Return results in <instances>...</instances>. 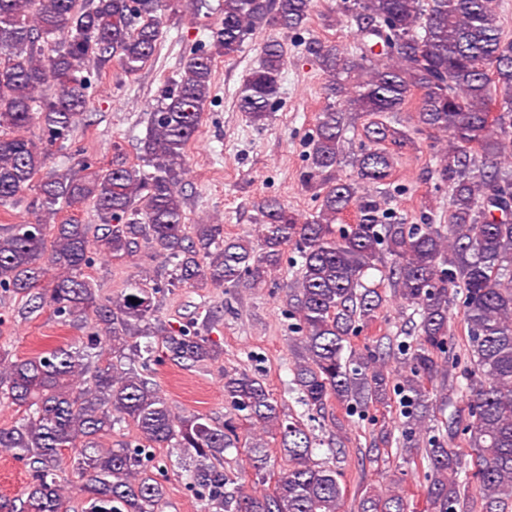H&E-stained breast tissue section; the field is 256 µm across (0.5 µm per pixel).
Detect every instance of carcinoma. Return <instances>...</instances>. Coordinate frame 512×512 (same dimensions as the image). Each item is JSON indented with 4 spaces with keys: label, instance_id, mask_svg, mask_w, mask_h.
Instances as JSON below:
<instances>
[{
    "label": "carcinoma",
    "instance_id": "1",
    "mask_svg": "<svg viewBox=\"0 0 512 512\" xmlns=\"http://www.w3.org/2000/svg\"><path fill=\"white\" fill-rule=\"evenodd\" d=\"M354 49L306 51L326 75V106L309 135L301 183L318 200L306 217L276 198L257 205L259 246L224 239V225L186 224L187 146L202 124L216 59L232 57L257 32L271 29L258 66L243 79L237 107L253 127L278 104L288 36L306 29L314 0H0V208L37 190L32 218L0 233V290L46 307L66 323L91 312L95 326L77 346L59 345L15 360L0 354V400L21 413L0 427V448L29 465L24 495L0 499V512H71L56 479L63 451L86 494L85 512H156L164 488L141 475L157 448L193 455L192 488L207 512H339L342 472L312 458L304 424L288 418L263 379L224 373V401L234 416L217 425L173 412L149 373L123 360L155 353L161 341L178 364L216 361L208 336L217 314L174 328L157 316L167 288H256L280 270L288 247L297 268L288 284L297 344L293 384L307 410L325 413L335 400L349 414L398 397L401 437L381 429L362 457L381 448L424 449L431 512H503L512 499V40L503 37L496 0H342ZM216 15L206 41L185 53L177 78L148 113L138 162L112 144L106 170L71 168L39 176L50 148L63 145L90 109L89 73L117 62L134 74L155 59L165 11ZM54 87L50 96L44 94ZM422 91L412 103L413 91ZM415 105V125L444 134L435 179L448 187V223L412 224L387 207L396 156L412 143L387 122ZM366 117L367 141L342 176L348 133ZM38 122L42 136L24 135ZM93 203L102 224L89 234L66 208ZM356 213L349 224L344 217ZM145 245L162 258L163 279L135 280L101 299L85 274L94 256L132 258ZM381 272L393 296L418 320L407 335L380 336L358 350L351 339L379 316L384 296L363 277ZM136 301H130V298ZM464 311L466 335L454 342L450 306ZM138 338L148 342L140 344ZM400 364L396 377L389 360ZM443 394L434 407L429 383ZM257 429L240 444L238 422ZM133 423L137 436L117 448L99 439ZM279 434L282 466L268 491H244L220 466L224 452L248 448L254 469L268 471L264 435ZM469 449L471 473L460 476L458 448ZM359 512H408L405 494L361 499Z\"/></svg>",
    "mask_w": 512,
    "mask_h": 512
}]
</instances>
